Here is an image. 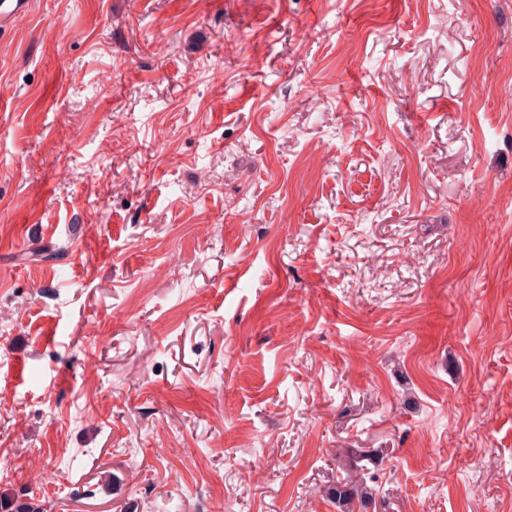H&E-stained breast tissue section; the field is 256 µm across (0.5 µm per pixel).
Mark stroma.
Listing matches in <instances>:
<instances>
[{
	"label": "stroma",
	"mask_w": 512,
	"mask_h": 512,
	"mask_svg": "<svg viewBox=\"0 0 512 512\" xmlns=\"http://www.w3.org/2000/svg\"><path fill=\"white\" fill-rule=\"evenodd\" d=\"M1 83L0 494L512 512V0H34ZM339 467L334 486L330 489V495L336 500V504L342 512L365 511L374 500L372 490L367 485L364 474L360 473L362 466H357L356 460Z\"/></svg>",
	"instance_id": "1"
}]
</instances>
